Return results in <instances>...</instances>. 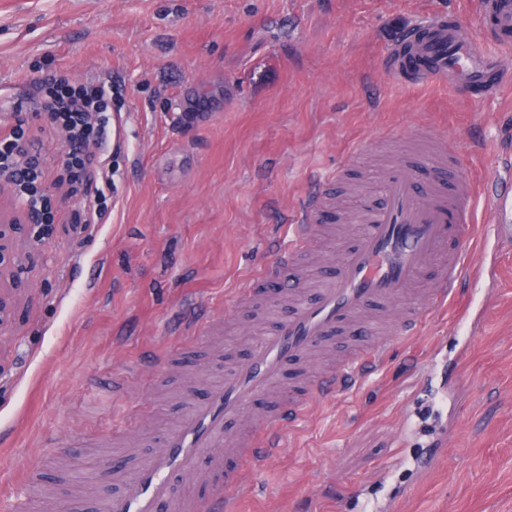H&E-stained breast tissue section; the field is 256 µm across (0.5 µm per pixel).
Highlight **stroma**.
Segmentation results:
<instances>
[{"label": "stroma", "instance_id": "1", "mask_svg": "<svg viewBox=\"0 0 512 512\" xmlns=\"http://www.w3.org/2000/svg\"><path fill=\"white\" fill-rule=\"evenodd\" d=\"M480 0H0V114L65 72L112 85L113 195L84 239L79 202L9 286L0 339V512H101L103 470L164 432L250 340L287 316L232 309L287 244L317 179L345 172L370 200L413 134L453 140L482 185L512 145V93L469 101L389 79L406 27ZM470 266L463 297L397 342L356 389L320 400L235 512H512V248ZM488 310L470 340L474 317ZM200 324L183 344L184 326ZM428 375L408 394L412 366ZM454 429L436 445L432 424ZM434 455L418 473L413 460Z\"/></svg>", "mask_w": 512, "mask_h": 512}]
</instances>
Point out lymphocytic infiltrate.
Segmentation results:
<instances>
[{"instance_id":"obj_1","label":"lymphocytic infiltrate","mask_w":512,"mask_h":512,"mask_svg":"<svg viewBox=\"0 0 512 512\" xmlns=\"http://www.w3.org/2000/svg\"><path fill=\"white\" fill-rule=\"evenodd\" d=\"M32 105L42 117L43 132L60 141V165L66 171L68 197L94 193L97 200L112 191L110 148L112 127L106 115L108 94L104 85L88 81L72 85L61 72L36 78ZM9 133L0 137V174H6L35 224L51 221V196L38 188L45 157L29 156V127L21 110L10 112Z\"/></svg>"}]
</instances>
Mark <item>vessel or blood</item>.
I'll use <instances>...</instances> for the list:
<instances>
[{"instance_id": "b4317fda", "label": "vessel or blood", "mask_w": 512, "mask_h": 512, "mask_svg": "<svg viewBox=\"0 0 512 512\" xmlns=\"http://www.w3.org/2000/svg\"><path fill=\"white\" fill-rule=\"evenodd\" d=\"M480 28L487 41L478 46L473 32L457 14L406 28L389 56L386 69L395 80L433 79L480 100L512 85L498 50L512 47V0H482ZM435 173L426 191H418L419 157L409 154L383 173L384 202L361 201L348 210L347 222L358 232L335 269L316 285L313 299H302L301 288L290 289L293 310L256 340L248 356L212 385L163 437L161 451L150 455L126 477L121 494L108 501L105 512H207L208 502L171 499L170 477L192 476L209 448L224 445L223 457L211 459L213 474L225 488L246 496L253 476L282 446V428L305 417L317 396L361 383L388 359L396 340L415 335L428 315L461 291L476 237L512 240V175L500 174L477 191L459 176L461 157L453 141L439 140L427 155ZM485 199L495 213L494 225L474 222L476 203ZM328 196L318 194L305 205L288 244L260 280L279 278L299 263L320 232ZM353 330L367 333L349 355L308 377L304 385L282 394L261 415H251L255 397L277 390L284 368L324 348L331 337ZM248 418L244 432L230 430L233 420ZM238 461L222 473L224 457Z\"/></svg>"}]
</instances>
